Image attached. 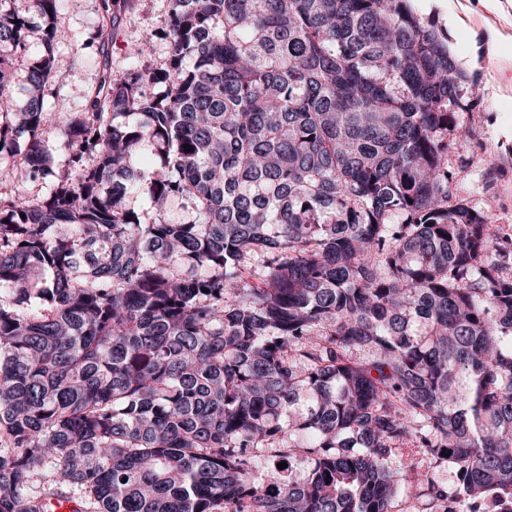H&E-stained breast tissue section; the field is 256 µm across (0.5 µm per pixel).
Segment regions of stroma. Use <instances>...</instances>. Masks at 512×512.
Instances as JSON below:
<instances>
[{
    "mask_svg": "<svg viewBox=\"0 0 512 512\" xmlns=\"http://www.w3.org/2000/svg\"><path fill=\"white\" fill-rule=\"evenodd\" d=\"M412 9L442 31L464 81L469 104L457 121L472 132L450 143L460 162L473 154L491 156L489 166L460 172L459 189L490 216V231L512 235V0H409ZM168 0H123L116 26L103 20L101 0H62L57 24L71 35L55 51V72L47 85L51 120L43 130L55 161L69 151L62 119L84 108L104 70L123 76L130 67L162 66L168 44L156 36L167 23ZM152 36L148 55L131 60L130 45Z\"/></svg>",
    "mask_w": 512,
    "mask_h": 512,
    "instance_id": "1",
    "label": "stroma"
}]
</instances>
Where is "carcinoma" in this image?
Returning <instances> with one entry per match:
<instances>
[{
  "mask_svg": "<svg viewBox=\"0 0 512 512\" xmlns=\"http://www.w3.org/2000/svg\"><path fill=\"white\" fill-rule=\"evenodd\" d=\"M58 2L0 0V161L49 181L0 201V512L512 499V241L452 191L448 138L470 129L443 34L409 0H168L165 65L102 80L58 174ZM172 199L191 220H165ZM406 444L462 499L392 469ZM302 451L313 468L283 475ZM39 50V32L37 30H33L27 38L26 52H21L20 54H18V56L15 57L16 61L14 64V71L16 80L15 87L13 90V98L17 105H22L25 99L22 87L24 86L23 77L25 75L27 65L29 64L30 59L34 57ZM392 506V512H431L436 508L424 490L404 487L399 489Z\"/></svg>",
  "mask_w": 512,
  "mask_h": 512,
  "instance_id": "carcinoma-1",
  "label": "carcinoma"
}]
</instances>
